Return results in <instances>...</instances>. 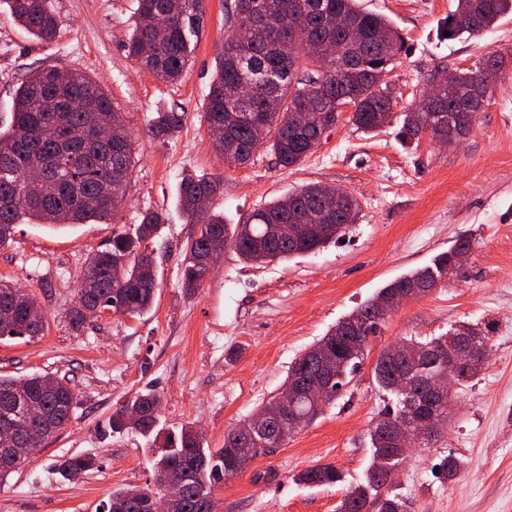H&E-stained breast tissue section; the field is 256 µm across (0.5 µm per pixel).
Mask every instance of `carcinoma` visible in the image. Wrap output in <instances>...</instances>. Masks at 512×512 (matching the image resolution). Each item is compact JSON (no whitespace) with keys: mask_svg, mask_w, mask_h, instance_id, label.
I'll return each instance as SVG.
<instances>
[{"mask_svg":"<svg viewBox=\"0 0 512 512\" xmlns=\"http://www.w3.org/2000/svg\"><path fill=\"white\" fill-rule=\"evenodd\" d=\"M6 4L14 20L29 34L43 41L54 38L57 19L47 0H6ZM247 7L267 15L268 25L245 43L234 32L224 37L205 112L208 127L226 130L216 141V148L231 162L245 164L264 148L284 167L301 164L336 126L341 116L338 108L343 104L353 105L349 121L365 133L389 123L392 96L387 83H379L378 78L397 56L401 38L388 18L361 9L356 0H235L236 24L246 22L242 11ZM328 13L346 16L349 26L326 27ZM508 14H512V0H457L456 10L448 15V31L453 37L480 33ZM204 16V0H138L136 22L125 51L156 77L176 81L188 64ZM311 42L337 44L339 61L324 65L307 57L305 50ZM502 65L494 59L486 69L451 72V90L444 89L404 113L401 139L419 140L421 129L427 125L448 126L451 113L463 118L465 126L472 125ZM296 112L311 113V122L297 125L293 121ZM107 114L111 121L99 138L69 141L73 129L95 128L101 116ZM182 120L183 114L173 110L157 113L151 124L153 136L160 140L172 136ZM33 162L40 164L46 188L12 208L0 209V226L10 228L0 235V248L14 240L17 224L27 217L52 229L87 220H115L122 200L109 205L102 194L114 182L127 185L133 140L123 113L114 109L108 91L89 75L40 66L20 82L11 125L0 130V198L17 194L19 182ZM219 190V182L189 173L179 183L181 208L189 223L198 226L196 237L183 249L181 288L187 294L203 285L213 251L230 247L245 262L314 254L356 223L360 209L351 193L313 182L288 196V201L275 200L231 226L224 223L223 214L198 206L201 199L210 200ZM304 209L311 210L312 224H329L331 231L324 234L314 228L297 242L272 241L261 250L257 248V239L265 233L266 225L286 224L290 213ZM162 223L161 213L148 212L135 233L119 230L107 247L87 257L81 273L86 288L79 289V306L72 313L75 327H82L103 309L131 317L151 310L158 288L155 260L142 246ZM470 251V240L462 238L450 251L439 255L433 266L387 285L377 298L339 322L289 367L290 377L311 375L315 371L314 350L328 347L336 359V380L323 404L304 396L285 411L274 395L255 415H276L284 421L300 417L305 425L312 422L324 407L333 404L337 389L349 384L360 369L368 338L376 335L385 322L376 315L380 299L410 290L429 294L445 278L448 259L467 256ZM44 331L45 318L34 298L0 280V339L31 340L44 335ZM465 341L485 346L488 327L461 324L431 339L405 338L389 349L392 357L388 363L376 362L375 379L396 396V403L380 413L371 430L375 465L368 471L366 484L350 489L338 512H363L369 503L376 506V512H404L401 501L380 497V490L391 484L389 471L406 462L405 451L392 438L390 429L440 409L422 392V385ZM407 374L414 381L412 393L398 389L399 379ZM33 400L41 403L43 414L37 421H28L24 411ZM131 405L140 408L137 425L131 427L115 414L112 431L132 429L148 438L156 479L167 478L177 488L170 512H201V499L213 495L215 487L229 479L224 449L234 444V431L224 434V447L209 448L190 425L176 432L159 427L163 398L158 392H141ZM77 406L73 389L62 378L49 384L40 374L23 379L0 374V428L17 425L49 438L67 427ZM95 467L96 459L90 456H71L57 464L66 480L77 479ZM343 479L332 464L308 467L295 476L301 484L321 486L336 485ZM150 494L137 488L115 491L103 503V512H146Z\"/></svg>","mask_w":512,"mask_h":512,"instance_id":"1","label":"carcinoma"}]
</instances>
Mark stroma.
Listing matches in <instances>:
<instances>
[{"mask_svg": "<svg viewBox=\"0 0 512 512\" xmlns=\"http://www.w3.org/2000/svg\"><path fill=\"white\" fill-rule=\"evenodd\" d=\"M230 2L205 0L206 25L174 83L156 79L124 50L137 0H49L58 26L48 42L0 5V126H9L29 69L52 65L104 86L135 142L118 225L50 230L27 222L0 248V280L31 291L46 320L35 340L0 341V373L67 377L78 401L68 426L0 482V512H100L113 491L153 486L144 439L109 426L118 407L148 388L164 399L163 427L193 424L210 447H222L228 430L283 387L301 354L381 288L432 265L463 237L472 250L458 275L389 313L336 403L219 484L213 497L216 512H336L349 488L365 482L370 430L393 400L373 375L380 353L405 337L429 339L459 322H482L491 327L486 365L455 387L446 426L432 444L410 450L394 483L408 512H512V15L483 34L451 39L445 31L456 0H359L388 17L404 41L384 77L393 97L390 125L368 134L344 117L300 165L285 168L260 152L229 166L212 145L204 112ZM493 56L505 65L461 144L402 141L403 112L438 74ZM174 108L184 114L181 128L155 139L156 113ZM187 173L220 180L213 206L228 224L310 182L347 190L360 215L311 255L260 264L225 250L190 296L181 288L182 250L197 227L177 199ZM149 211L165 217L148 243L158 281L153 309L141 317L102 313L74 329L70 312L87 256L108 244L115 228L134 232ZM74 455L95 457L97 466L68 481L56 463ZM449 456L460 463L452 477L441 469ZM326 463L344 482H295L300 471Z\"/></svg>", "mask_w": 512, "mask_h": 512, "instance_id": "35a3bbf8", "label": "stroma"}]
</instances>
